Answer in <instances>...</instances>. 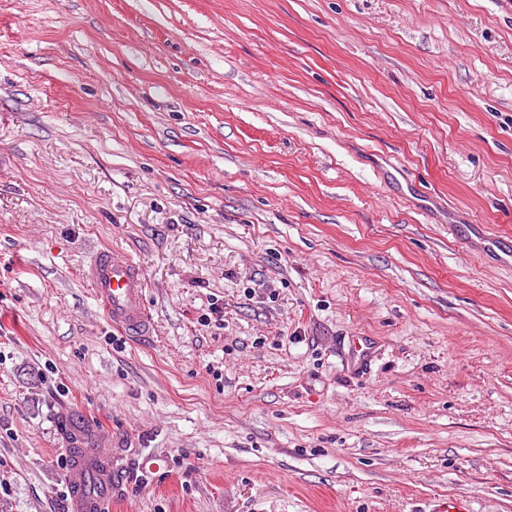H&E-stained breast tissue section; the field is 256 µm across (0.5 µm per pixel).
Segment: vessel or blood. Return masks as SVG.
I'll use <instances>...</instances> for the list:
<instances>
[{
	"mask_svg": "<svg viewBox=\"0 0 512 512\" xmlns=\"http://www.w3.org/2000/svg\"><path fill=\"white\" fill-rule=\"evenodd\" d=\"M84 276L113 326L131 336L149 333L152 315L145 299V278L130 256L112 249L97 251ZM112 482L111 456L98 448L87 453L83 466L67 475L75 512H102L112 499Z\"/></svg>",
	"mask_w": 512,
	"mask_h": 512,
	"instance_id": "obj_1",
	"label": "vessel or blood"
}]
</instances>
